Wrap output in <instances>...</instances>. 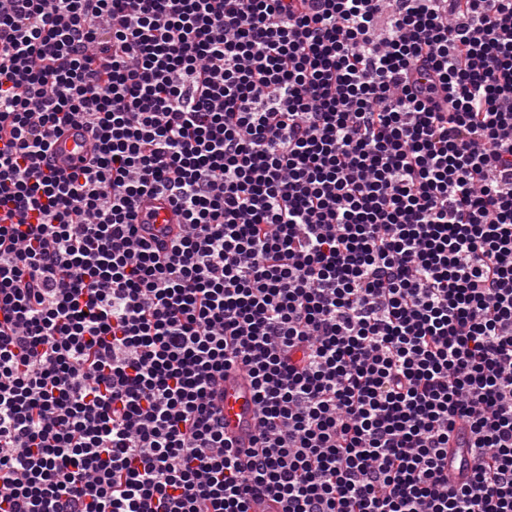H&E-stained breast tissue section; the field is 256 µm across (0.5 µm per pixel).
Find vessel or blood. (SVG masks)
Masks as SVG:
<instances>
[{
  "instance_id": "1",
  "label": "vessel or blood",
  "mask_w": 512,
  "mask_h": 512,
  "mask_svg": "<svg viewBox=\"0 0 512 512\" xmlns=\"http://www.w3.org/2000/svg\"><path fill=\"white\" fill-rule=\"evenodd\" d=\"M94 147L95 140L89 132L79 127L70 128L55 138L46 162L51 167L65 169L80 161L90 160ZM140 209L147 214L149 223L159 228L182 221L181 215L160 196L144 198ZM221 389L224 393V431L238 447H249L256 412L250 380L245 372L230 371L225 374Z\"/></svg>"
}]
</instances>
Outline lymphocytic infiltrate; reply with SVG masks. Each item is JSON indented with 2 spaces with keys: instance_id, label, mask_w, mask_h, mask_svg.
Returning <instances> with one entry per match:
<instances>
[{
  "instance_id": "obj_1",
  "label": "lymphocytic infiltrate",
  "mask_w": 512,
  "mask_h": 512,
  "mask_svg": "<svg viewBox=\"0 0 512 512\" xmlns=\"http://www.w3.org/2000/svg\"><path fill=\"white\" fill-rule=\"evenodd\" d=\"M2 208L0 512H512V0H0ZM95 140L84 128H69L54 139L46 163L57 169L88 162L94 154ZM140 209L143 215H148L147 224H155L156 228L168 225L171 228H175L174 225L169 224H181L182 217L178 214L167 202L164 197L158 195L154 197H146L140 205ZM221 405L224 407V432L241 448L250 446L256 403L253 388L243 371H228L221 384Z\"/></svg>"
}]
</instances>
